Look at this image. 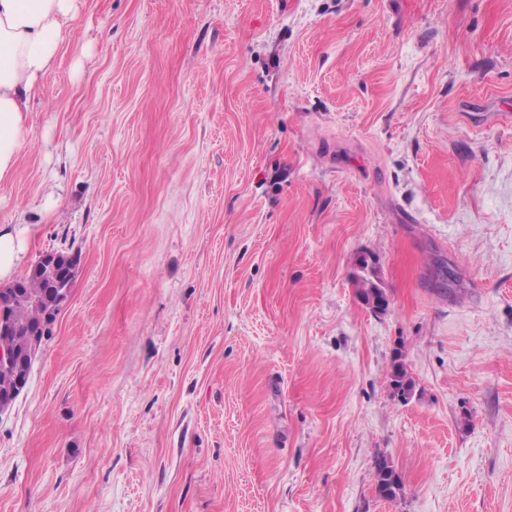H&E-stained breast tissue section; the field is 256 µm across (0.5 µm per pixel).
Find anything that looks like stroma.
I'll return each mask as SVG.
<instances>
[{"mask_svg": "<svg viewBox=\"0 0 512 512\" xmlns=\"http://www.w3.org/2000/svg\"><path fill=\"white\" fill-rule=\"evenodd\" d=\"M66 28L0 225L18 273L81 269L0 415V512H512V0H79ZM0 226V280H7L20 264L26 248L25 227ZM355 286L356 296L373 313H375L374 309L381 303L385 305L382 313L387 310L389 306L388 294L372 278L365 275L358 276L355 278ZM373 302L375 303L374 305L372 304ZM389 378L392 391L393 386H396L403 393H413L415 380L409 372L401 352H397L391 360ZM396 475L394 479L393 476ZM376 491L383 499L393 500L397 493L402 489V480L385 459L381 458L375 466Z\"/></svg>", "mask_w": 512, "mask_h": 512, "instance_id": "stroma-1", "label": "stroma"}]
</instances>
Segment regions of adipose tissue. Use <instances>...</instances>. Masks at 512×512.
Here are the masks:
<instances>
[{
  "label": "adipose tissue",
  "instance_id": "obj_1",
  "mask_svg": "<svg viewBox=\"0 0 512 512\" xmlns=\"http://www.w3.org/2000/svg\"><path fill=\"white\" fill-rule=\"evenodd\" d=\"M78 0H0V182L16 171L28 101L52 68Z\"/></svg>",
  "mask_w": 512,
  "mask_h": 512
}]
</instances>
